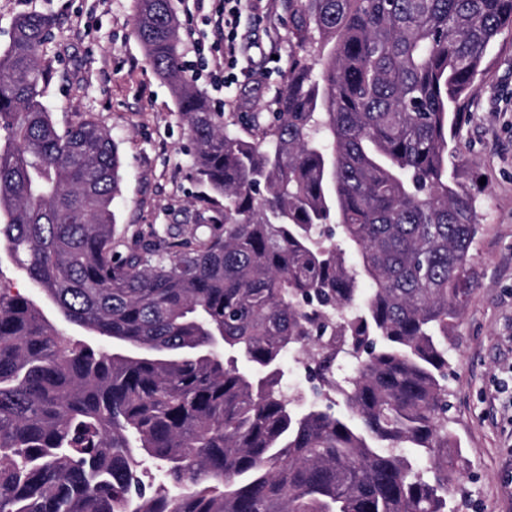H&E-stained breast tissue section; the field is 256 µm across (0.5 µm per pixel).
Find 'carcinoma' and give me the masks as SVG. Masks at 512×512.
<instances>
[{"label":"carcinoma","mask_w":512,"mask_h":512,"mask_svg":"<svg viewBox=\"0 0 512 512\" xmlns=\"http://www.w3.org/2000/svg\"><path fill=\"white\" fill-rule=\"evenodd\" d=\"M294 2L279 111L241 134L184 75L173 0H135L210 206L128 242L111 133L44 103L51 17L12 24L0 247L86 335L0 289V512H456L448 341L480 224L448 157L512 0ZM288 357L327 402L284 394Z\"/></svg>","instance_id":"obj_1"}]
</instances>
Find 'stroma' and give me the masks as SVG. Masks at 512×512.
Masks as SVG:
<instances>
[{
  "instance_id": "stroma-1",
  "label": "stroma",
  "mask_w": 512,
  "mask_h": 512,
  "mask_svg": "<svg viewBox=\"0 0 512 512\" xmlns=\"http://www.w3.org/2000/svg\"><path fill=\"white\" fill-rule=\"evenodd\" d=\"M258 22L244 10L239 33L250 49L239 61L255 79L215 90L226 119L275 112L293 61L288 38L294 11ZM39 12L54 23V79L45 103L59 129L91 115L107 128L122 163L112 204L116 236L150 235L167 226L190 232L205 188L190 171V141L171 90L148 62L134 30V0H0V45L14 20ZM457 153L481 230L471 249L476 276L449 351V428L465 459L455 487L461 512H512V29L489 48L463 107Z\"/></svg>"
}]
</instances>
